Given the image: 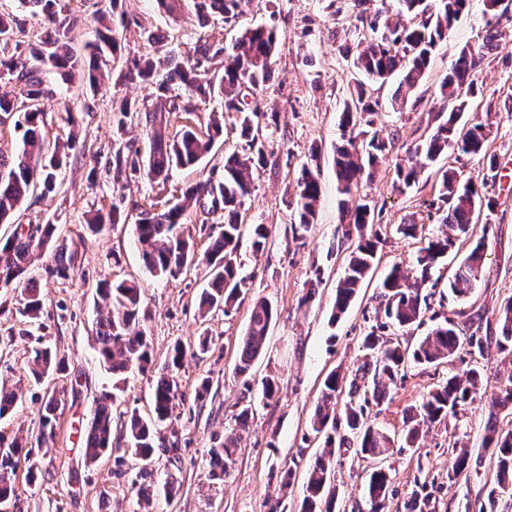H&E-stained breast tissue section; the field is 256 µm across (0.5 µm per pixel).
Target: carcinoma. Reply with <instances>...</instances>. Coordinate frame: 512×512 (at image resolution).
<instances>
[{
    "instance_id": "obj_1",
    "label": "carcinoma",
    "mask_w": 512,
    "mask_h": 512,
    "mask_svg": "<svg viewBox=\"0 0 512 512\" xmlns=\"http://www.w3.org/2000/svg\"><path fill=\"white\" fill-rule=\"evenodd\" d=\"M60 0H20L23 8L43 18L42 32L36 41L24 43L22 23L14 16H0V74L14 84L18 92L9 99L0 96V124L8 117H17L15 126L24 128L21 147L9 165L0 163V224L12 221L15 209L39 192L45 197L56 189V172L67 164L73 151L70 141L51 143L43 136L41 101L53 94L47 77L56 71L67 79L79 77L91 85L103 78L109 62L120 60L121 51L117 29L126 26L124 13L118 10L120 0H109L112 14L102 15V28L89 57L77 54L69 45L74 19L63 13ZM198 20L208 22L220 15L228 23L247 14L253 0H192ZM355 19L360 26L354 30L369 31L365 47L352 60L354 70L362 76L355 81L353 92L339 109V125L344 143L336 147V184L338 192L350 197L361 180L373 175L379 156L390 153L397 134L387 136L374 128V115L379 107L367 95L365 82L385 84L394 75L400 76V87L417 88L423 81L438 44L445 40L457 19L468 12L473 0H395L394 7L386 6L367 12L370 0H350ZM497 0H481L486 20L485 35L476 46H465L439 87L441 106L434 113V128L428 136L405 149V156L395 164L394 173L400 189L419 182L425 168L436 163L448 150L477 156L486 140V124L476 121L467 129L458 126L467 107V99L475 92L476 77L485 57L493 50L498 26L502 20L494 10ZM280 36L276 29L257 26L242 33L229 47L203 43L180 60L170 53L127 59L122 62L118 78L140 80L155 88V103L147 106L127 99L117 107V132L124 131L127 122L142 120L150 150L146 158L115 141L112 169L120 174L126 170L146 171L149 179H166L174 167L197 166L212 151L215 140L224 134V118L212 119V132L200 134L185 126L169 133L168 118L174 112H193L198 103L216 96L224 101V113L232 123L239 124L245 146L224 158V179L198 182L185 189L175 202L158 211L144 209L136 224L137 242L142 249L148 272L160 279H175L188 268L203 264L207 284L202 289L199 312H227L248 294V277L242 274L239 242L243 217L241 209L251 194L254 169L265 164L267 136L265 112L256 99L257 93L269 84L273 73L274 56ZM224 57L221 69L213 61ZM439 186L438 207L443 212L441 223L455 232H446L428 240L415 258L418 277L412 279L400 266L390 268L382 281V291L375 296L378 309L386 322L379 324L364 338L365 349L371 358L349 374L331 372L323 382L321 395L311 422L312 431L323 438L321 450L308 472L302 512H332L336 488L330 475L336 451L354 448L364 458L378 460L394 447L395 439L368 422L366 408L380 405L390 395L398 376L409 364L439 365L450 363L461 352L485 356L491 344L501 352H512V298L501 307L497 323L501 334L493 340L470 331L466 321L446 317L415 344L392 342L381 334L388 325L405 331L422 324L428 308L423 286L432 283L431 272L440 260L456 245V237L470 234L476 223V211L492 208V201L482 193L484 181L466 177L455 168L434 171ZM321 197L319 175L308 168L302 170L297 182L296 221L290 229L292 237L308 231ZM198 205L211 212H224V225L216 237L210 238L203 256H198L192 234L179 231L187 209ZM126 221L120 206L112 205L108 213H96L86 219L89 234L101 233L109 224ZM337 250L347 249L343 275L336 285L331 321L339 320L372 273L381 234L374 228L371 208L360 204L354 208L348 201L341 203L340 224L336 227ZM53 251L54 265L50 272L61 279L75 273L76 251L56 234V225L37 224L28 230H14L0 242V285L19 292L20 314L31 323H39L44 301L33 268L42 252ZM485 260L484 241L471 246L449 279V289L457 297L467 295L478 279ZM106 311L100 313L94 326V340L101 364L114 376L137 369H152L149 342L139 329L143 314L144 287L135 279L105 282L99 289ZM275 313L272 306L258 298L253 302L248 327L237 353L235 374L247 375L263 354ZM210 349V340L202 336L194 344L178 342L172 348L170 361L158 370L153 390V409L147 418L131 411L126 422L127 444L112 447V407L116 396L97 400L94 415L85 436L84 460L92 465L104 454L115 456L122 463L126 455L143 462L133 481L137 499L150 504L153 486L149 471L151 458L157 448L176 447L165 441L160 427L172 420L178 382L174 370L180 368L187 356L196 357ZM65 359L54 357L51 351L33 349L30 372L39 381L49 375L51 368H62ZM482 370L470 368L454 374L428 391L415 405L405 409L400 436L407 447L419 445L422 430L440 423L448 416L475 402L483 401L480 393ZM343 403H338L341 395ZM22 399L19 387L0 378V417L9 413ZM512 405V376L499 386L497 397L488 402L489 420L485 426L483 447L492 450L497 487L512 492V430L502 431L493 421L495 411ZM64 405L61 394L47 396L44 413L37 431L27 437L11 439L0 435V507L12 498L20 462L27 463L29 477L37 469L33 449L41 448L52 437L57 411ZM252 406L245 405L237 415L238 431L215 437L208 448L210 477L221 479L239 447L243 433L249 427ZM459 440L448 441L453 460L448 467V482L455 481L469 462L470 452L458 447ZM366 493L371 512H381L390 493V480L384 469L375 467L369 474Z\"/></svg>"
}]
</instances>
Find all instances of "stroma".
I'll return each mask as SVG.
<instances>
[{
    "label": "stroma",
    "mask_w": 512,
    "mask_h": 512,
    "mask_svg": "<svg viewBox=\"0 0 512 512\" xmlns=\"http://www.w3.org/2000/svg\"><path fill=\"white\" fill-rule=\"evenodd\" d=\"M119 8L128 18L127 26L118 32L126 58L155 53V46L144 37L148 31L164 36L165 50L182 57L205 41L230 44L248 27L264 24L281 32L274 75L260 101L262 110L275 116L267 129V163L256 171L252 193L244 204L246 224L266 225L269 235L258 253L251 246L250 233H243L240 240V259L252 277L249 299L231 313L200 316L204 266L174 280L153 278L140 258L134 224L142 209H163L197 181H221L225 154L242 141L239 128L225 126L223 137L198 167L172 169L166 181L149 180L142 172L116 179L109 168L115 139H123L143 156L149 141L145 128L136 123L117 132L113 107L124 98L149 97L150 88L113 78L95 91L77 79L56 81L55 97L43 106V131L51 141L75 138L77 151L59 173L55 193L45 200H27L19 222L56 224L60 236L78 250L72 278L52 275L53 260L48 254L36 267L45 305L43 334L65 354L68 367L44 384L30 381L32 343L10 338L22 320L19 299L16 291L0 288V364L7 366L11 380L20 381L23 392L15 411L0 418V434L18 436L36 429L45 392L63 393L66 404L53 439L35 451L40 462L37 480L18 474L8 512H140L132 488L139 462L129 458L119 467L105 457L90 466L84 463L83 436L95 401L116 385L100 364L92 337L93 323L105 308L96 288L101 280L124 278L138 279L146 286L139 328L150 342L154 369L167 363L175 342L189 344L203 334L211 339L207 354L186 357L176 372L181 395L163 435L176 437L178 448L172 458L156 454L152 467L156 484L174 478L178 492L171 502L164 493H156L149 512H301L307 472L319 451L310 420L323 380L330 371L345 373L368 359L363 339L376 322L374 296L384 270L397 263L415 273L419 249L442 229L437 219L428 216L438 196L431 172H424L418 185L402 191L395 182L394 166L403 156L402 145L432 131L430 110L443 77L462 47L477 43L484 33L482 6L474 4L439 44L418 91L408 93V106L390 105L396 81L367 88L382 104L375 116L376 128L397 133L401 147L385 156L373 179L362 182L353 196L354 204L375 208V227L383 245L367 288L335 323L330 316L345 258L336 248L339 195L334 158L342 142L338 105L353 85L345 51L359 41L350 25L348 0L337 10L329 8L327 0H254L251 11L235 22L227 24L215 17L204 25L190 0L175 17L160 9L156 0H121ZM484 116L491 127L483 157L512 162V27L499 28L496 47L478 74L476 92L464 114L468 121ZM483 157L451 152L439 163L480 177ZM305 167L319 171L322 194L314 223L296 239L290 224L296 182ZM484 192L494 207L481 211L472 238L485 241L482 272L465 299L451 295L448 280L472 241L458 240L454 251L432 271L438 285L428 291V309L421 326L410 334L414 338L425 336L460 310L482 324H495L501 304L512 297V177L488 180ZM116 203L126 214L125 223L97 236L86 234V217L108 212ZM412 218L423 220L421 233L414 238L397 234V224ZM316 276L322 283L314 289L309 281ZM255 298L266 299L276 318L263 355L242 377L235 374L234 365ZM410 335L401 331L397 337L403 340ZM475 366L484 369L482 391L489 396L512 375V354L492 350L479 361L464 354L450 365L409 366L387 400L369 406L368 417L389 433L400 432L407 406L445 382L452 372ZM267 376L277 379L280 390L265 402L261 380ZM205 380L212 388L201 402L196 392ZM118 385L122 393L113 415L112 444L122 447L125 413L148 411L154 378L152 372L136 371ZM248 400L253 403V415L234 462L223 480H210L206 450L214 436L236 431V416ZM491 418L500 429L512 428L508 410L492 415L476 405L426 428L419 447L394 448L383 462L393 489L383 512H512V495L496 491L493 459L481 448ZM453 434L462 438L471 458L466 471L452 481L448 438ZM372 466V460L355 451L337 454L331 474L337 493L334 512H371L364 486ZM287 469L292 470L293 480L286 487L281 475Z\"/></svg>",
    "instance_id": "35a3bbf8"
}]
</instances>
